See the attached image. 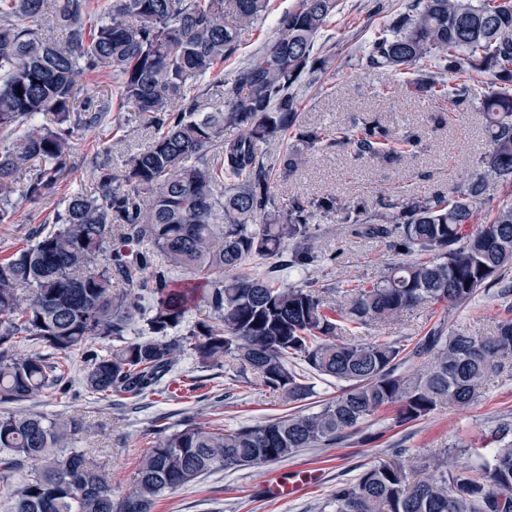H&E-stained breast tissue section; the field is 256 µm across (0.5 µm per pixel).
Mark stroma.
<instances>
[{
    "label": "stroma",
    "mask_w": 512,
    "mask_h": 512,
    "mask_svg": "<svg viewBox=\"0 0 512 512\" xmlns=\"http://www.w3.org/2000/svg\"><path fill=\"white\" fill-rule=\"evenodd\" d=\"M294 0H272L273 15L243 34L222 76L231 80L274 37V17ZM377 15L368 11L369 0H340L337 14L322 30L317 47L328 56L325 70L311 87L298 94V111L304 124L323 129L343 128L352 118L378 119L390 132L388 156L368 161L353 158L349 149L322 150L308 165L288 178L272 176V191L286 199L332 195L346 203L395 201L400 195L425 196L447 191L474 174L481 156L489 149L485 120L476 102L486 88L480 77L472 79L474 104L455 107L448 100L415 91L409 75L358 66L356 50L370 41L377 29L394 14L404 11L408 0H384ZM444 113L446 123L434 126L431 113ZM420 141L415 152L403 144L406 137ZM153 129L139 123L133 112L112 111L98 127L75 137L67 160L69 173L57 195L42 203H18L11 223L0 224V256L28 242L32 229L52 226L61 200L74 190L93 194L98 183L92 161L102 143L112 146V168H121L129 155L146 148ZM322 251L335 254L334 263L305 271L289 270L284 281L293 286L315 283L329 289L330 307L340 298L331 289L339 282L351 284L377 280L394 256L384 242L354 237L350 225L336 213L315 216ZM512 318V309L495 291L478 292L466 306L448 311L446 331L465 329L488 336L501 321ZM438 319L435 307L422 305L394 322L376 323L364 329L367 337L403 340L415 344ZM80 359L69 363L65 378L72 384L69 395L45 394L9 404L14 413L40 414L50 418L81 419L85 431L81 448L93 456L108 474L116 494L131 491L138 463L152 449L156 420L170 427L190 421L201 426L234 429L257 424L292 412L288 403L272 398L252 373L238 374L227 367L203 368L183 357L172 387L140 401L119 396H100L83 383ZM395 408L378 411L363 430L333 446L304 448L295 456L258 467L219 468L175 492L164 494L154 512H332L331 494L337 484L354 481L364 468L394 460L414 466L440 450H449L457 467L471 462L470 451L482 447L485 433L496 420L512 418V373L491 377L470 405L446 406L423 419L400 426ZM314 466L318 481L299 495L282 500L266 498L262 488L272 474L291 481L299 465Z\"/></svg>",
    "instance_id": "obj_1"
}]
</instances>
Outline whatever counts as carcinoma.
Here are the masks:
<instances>
[{
    "instance_id": "carcinoma-1",
    "label": "carcinoma",
    "mask_w": 512,
    "mask_h": 512,
    "mask_svg": "<svg viewBox=\"0 0 512 512\" xmlns=\"http://www.w3.org/2000/svg\"><path fill=\"white\" fill-rule=\"evenodd\" d=\"M338 6L294 0L266 50L232 82L217 84L224 111L204 112L196 89L236 51L242 33L266 19L271 0H107L101 12L91 0H0V224L11 223L19 173L39 162L23 201L53 196L75 134L109 112L105 103L74 106L80 72L107 71L120 104L155 130L120 171L95 167L97 195L71 192L52 229L0 258V404L58 390L62 364L76 355L90 391L136 401L156 393L186 354L205 366L238 364L286 403L312 397L316 376L345 383L316 412L233 430L157 426L134 489L120 496L75 448L80 420L0 414L8 512H152L164 493L213 469L333 445L381 409L396 408L405 425L467 405L512 363V319L479 336L447 335L441 318L409 353L398 340L359 334L422 304L465 306L512 269V202L472 228L488 181L512 182V0H411L361 50L359 66L373 70L430 62L417 70L416 88L457 106L469 103L472 88L445 75L492 74L481 102L490 143L483 170L446 193L378 208L329 195L286 201L270 186L274 171L286 176L320 149L375 158L390 135L367 117L334 135L300 120L297 90L327 65L316 43ZM174 97L182 99L177 110ZM46 113L51 127L35 121ZM226 125L239 134L224 139ZM288 133L293 146L264 161L260 145ZM328 211L400 257L367 286H337L344 305L336 318L324 291L282 281L290 268L335 261L317 250L311 227L314 213ZM249 259L276 263L251 275ZM176 269L185 274L180 282L171 277ZM200 292L211 321L183 331ZM138 320L146 329L131 339ZM19 334L39 349L16 350ZM422 357L426 365L398 373ZM487 438L492 448L473 449L475 470H457L446 449L419 481L400 462L370 466L336 485L335 512H512V421Z\"/></svg>"
}]
</instances>
